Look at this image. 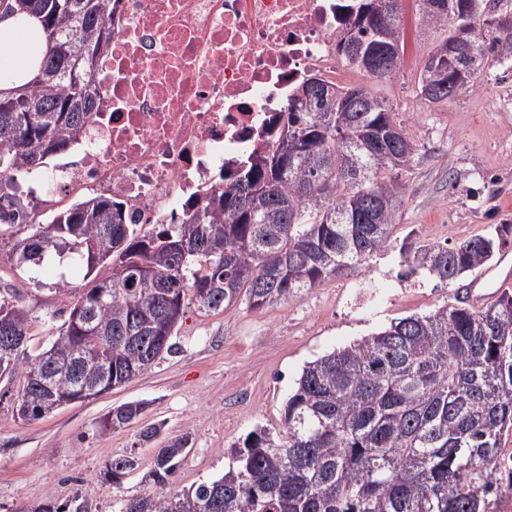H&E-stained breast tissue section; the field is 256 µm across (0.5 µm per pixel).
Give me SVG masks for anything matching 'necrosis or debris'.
I'll return each instance as SVG.
<instances>
[{"instance_id": "necrosis-or-debris-1", "label": "necrosis or debris", "mask_w": 512, "mask_h": 512, "mask_svg": "<svg viewBox=\"0 0 512 512\" xmlns=\"http://www.w3.org/2000/svg\"><path fill=\"white\" fill-rule=\"evenodd\" d=\"M351 0H116L97 112L72 158L49 166L31 217L92 193L141 227L221 187L269 141L266 122L308 75L336 81Z\"/></svg>"}]
</instances>
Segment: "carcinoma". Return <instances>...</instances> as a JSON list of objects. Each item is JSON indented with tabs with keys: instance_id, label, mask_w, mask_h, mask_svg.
Listing matches in <instances>:
<instances>
[{
	"instance_id": "obj_1",
	"label": "carcinoma",
	"mask_w": 512,
	"mask_h": 512,
	"mask_svg": "<svg viewBox=\"0 0 512 512\" xmlns=\"http://www.w3.org/2000/svg\"><path fill=\"white\" fill-rule=\"evenodd\" d=\"M399 0H356L343 28L362 53L402 47ZM422 21L452 34L449 22L421 0ZM112 0H0V17L25 13L47 33L40 74L19 92L0 95V175L40 167L77 147L96 112V74L111 50ZM475 50L448 65L474 77L439 86L429 69L420 98L437 104L477 85L490 60L512 59V31L473 37ZM308 76L270 122L271 145L237 162L229 183L203 204L186 201L170 224L137 231L123 206L95 196L55 212L17 242L12 259L34 267L54 253L86 264L89 287L73 295L64 330L51 344L74 357L65 374L38 354L28 372H47L55 389L25 380L17 390L22 420L42 419L95 379L112 390L151 368L172 342L186 309L222 311L244 298L254 309L281 303L393 248L403 185L389 154L395 124L384 100L372 112H333L318 101L302 112ZM391 206L370 224V197ZM27 206L0 194V226L26 224ZM502 225L452 246L400 249L408 273L448 284L488 262ZM112 264V276L97 269ZM29 336L33 323L16 289L0 296V325ZM132 401L110 409L98 433L124 428L147 411ZM512 435V290L476 309L459 300L384 329L308 363L289 394L282 423L260 427L234 445L224 474L189 488L169 487L188 448L187 434L166 440L153 460V493L119 502L117 512H489L502 486L498 448ZM139 468L133 454L112 459L114 481ZM33 512H88L75 497Z\"/></svg>"
}]
</instances>
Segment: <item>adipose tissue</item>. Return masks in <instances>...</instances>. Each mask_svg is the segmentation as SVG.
<instances>
[{"label": "adipose tissue", "mask_w": 512, "mask_h": 512, "mask_svg": "<svg viewBox=\"0 0 512 512\" xmlns=\"http://www.w3.org/2000/svg\"><path fill=\"white\" fill-rule=\"evenodd\" d=\"M46 36L41 23L31 16L0 20V93L24 87L40 70Z\"/></svg>", "instance_id": "ef3b65f1"}]
</instances>
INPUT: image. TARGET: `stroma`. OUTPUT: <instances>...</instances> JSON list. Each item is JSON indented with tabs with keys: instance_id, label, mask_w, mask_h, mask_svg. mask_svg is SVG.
I'll use <instances>...</instances> for the list:
<instances>
[{
	"instance_id": "stroma-1",
	"label": "stroma",
	"mask_w": 512,
	"mask_h": 512,
	"mask_svg": "<svg viewBox=\"0 0 512 512\" xmlns=\"http://www.w3.org/2000/svg\"><path fill=\"white\" fill-rule=\"evenodd\" d=\"M405 50L384 79L351 68L350 82L385 100L414 143L412 161L395 172L404 187L393 230L394 249L374 256L363 274L323 281L263 309L237 302L204 315L188 309L175 352L126 384L35 421L20 420L11 400L31 357L55 341L69 301L60 280L83 285L79 263L34 270L0 263V289L19 288L34 323L12 380L0 381V512H30L46 499L84 500L90 512H115L120 500L151 492L147 478L155 445L138 442L139 425L158 424L167 437L190 435L192 451L174 477L190 487L221 476L232 445L259 427L274 428L307 362L349 346L391 320L426 313L463 296L470 276L447 285L406 275L399 246L455 244L512 225V60L493 64L480 83L441 104H425L418 81L436 43L437 28L421 22L413 0H402ZM376 290L356 300L361 279ZM143 400L139 424L98 434L113 406ZM135 452L140 467L115 485L103 478L113 457Z\"/></svg>"
}]
</instances>
